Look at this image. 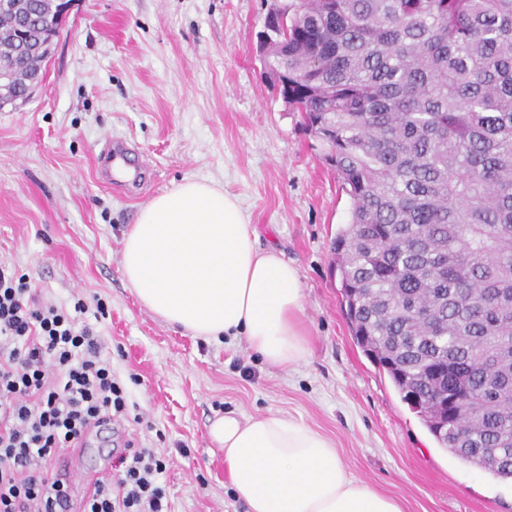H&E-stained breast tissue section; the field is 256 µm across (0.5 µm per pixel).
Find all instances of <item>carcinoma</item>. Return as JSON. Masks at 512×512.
<instances>
[{
	"mask_svg": "<svg viewBox=\"0 0 512 512\" xmlns=\"http://www.w3.org/2000/svg\"><path fill=\"white\" fill-rule=\"evenodd\" d=\"M0 19L40 63L51 0ZM264 78L352 201L333 242L354 339L440 447L512 480V0H292ZM286 22H280L281 18ZM459 397L458 415L443 418Z\"/></svg>",
	"mask_w": 512,
	"mask_h": 512,
	"instance_id": "cac0c4a2",
	"label": "carcinoma"
}]
</instances>
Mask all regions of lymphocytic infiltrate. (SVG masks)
<instances>
[{"label":"lymphocytic infiltrate","instance_id":"obj_1","mask_svg":"<svg viewBox=\"0 0 512 512\" xmlns=\"http://www.w3.org/2000/svg\"><path fill=\"white\" fill-rule=\"evenodd\" d=\"M72 309L40 302L26 275L0 265V512H68L70 486L51 470L91 428L126 418L124 385L99 336ZM117 481L85 495L81 512H170L166 462L127 443Z\"/></svg>","mask_w":512,"mask_h":512}]
</instances>
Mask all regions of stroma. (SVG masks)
Here are the masks:
<instances>
[{"mask_svg":"<svg viewBox=\"0 0 512 512\" xmlns=\"http://www.w3.org/2000/svg\"><path fill=\"white\" fill-rule=\"evenodd\" d=\"M272 0H74L42 87L0 109V262L84 320L129 395L124 428L167 460L171 512H245L209 426L277 412L327 435L345 466L403 512H512V482L440 448L356 344L332 242L352 202L299 113L262 74ZM138 178L106 182V146ZM186 178L239 197L299 268L310 354L273 366L244 340L204 341L143 308L121 272L138 210Z\"/></svg>","mask_w":512,"mask_h":512,"instance_id":"1","label":"stroma"}]
</instances>
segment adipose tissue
Listing matches in <instances>:
<instances>
[{
  "label": "adipose tissue",
  "mask_w": 512,
  "mask_h": 512,
  "mask_svg": "<svg viewBox=\"0 0 512 512\" xmlns=\"http://www.w3.org/2000/svg\"><path fill=\"white\" fill-rule=\"evenodd\" d=\"M257 241L238 197L186 179L139 208L122 275L167 324L208 341L245 340L265 361L291 368L309 353L300 272ZM210 436L248 512H403L346 468L332 439L294 419L227 413Z\"/></svg>",
  "instance_id": "obj_1"
}]
</instances>
